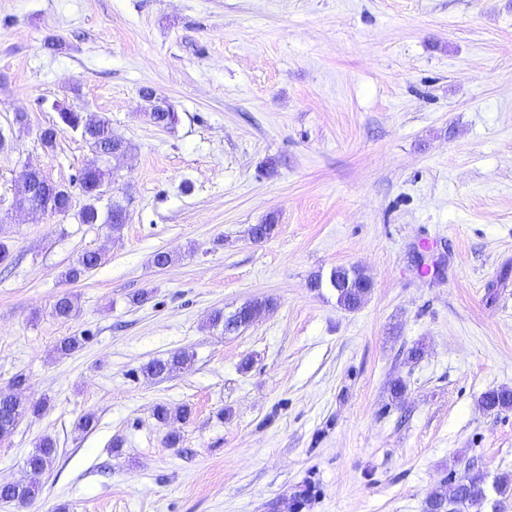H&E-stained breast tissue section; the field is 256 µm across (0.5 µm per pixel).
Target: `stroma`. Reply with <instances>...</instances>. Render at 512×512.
<instances>
[{
	"instance_id": "35a3bbf8",
	"label": "stroma",
	"mask_w": 512,
	"mask_h": 512,
	"mask_svg": "<svg viewBox=\"0 0 512 512\" xmlns=\"http://www.w3.org/2000/svg\"><path fill=\"white\" fill-rule=\"evenodd\" d=\"M61 106L131 145L100 201L120 230L77 219L95 154ZM0 137V391L21 374L45 405L0 440V483L40 495L0 512H424L455 478L512 477V409L480 404L512 388V0H0ZM27 164L72 214L13 210ZM339 266L372 281L357 310ZM255 298L273 309L210 326ZM184 348L188 369L142 373ZM329 284L335 291L336 303L346 310L359 308L371 289L368 278L344 267H336L331 271ZM481 405L488 411H498L512 408V389L501 387L485 392ZM56 442L50 437H44L38 448L35 449L26 459V466L34 473L46 470L56 456Z\"/></svg>"
}]
</instances>
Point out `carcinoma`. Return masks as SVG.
I'll use <instances>...</instances> for the list:
<instances>
[{"instance_id":"1","label":"carcinoma","mask_w":512,"mask_h":512,"mask_svg":"<svg viewBox=\"0 0 512 512\" xmlns=\"http://www.w3.org/2000/svg\"><path fill=\"white\" fill-rule=\"evenodd\" d=\"M62 121L72 130L80 132L81 136L90 144L92 150H100L104 144L105 136L111 134L109 121L103 116L83 114L81 112H63ZM24 171L30 182L37 186V191L31 199L35 207H44L47 202L53 205H63L68 201V190L62 185L50 184L40 180L41 171L33 165L24 166ZM106 173L98 165L92 164L84 168L79 181L85 187L87 203L78 214L82 224H108L118 229L125 223V207L118 202L112 203L106 211L98 207L100 195L98 187L103 184ZM102 256L97 251H86L76 264L69 269L67 277L77 280L91 269L101 264ZM329 284L336 294V303L346 309L355 310L363 302L369 291V280L363 274L344 267L334 268L329 276ZM271 307L266 300H256L248 303L245 311L236 312L228 317L218 311L211 318V326H221L226 332L237 331L256 319L260 314ZM55 316L62 320H69L77 316L78 304L76 299L64 294L59 297L53 306ZM191 355L186 351H177L166 359H156L143 366V371L154 375L164 376L179 371L187 366ZM481 405L488 411H498L512 408V389L501 387L485 392L481 398ZM43 410L40 405L24 406L13 393L0 392V438L12 433L20 420L28 413L38 415ZM154 416L160 423L167 424L172 420L185 421L189 419L190 410L186 407L171 409L159 405L154 410ZM56 456V442L50 438H43L38 448L26 459V466L34 473L46 470ZM498 499L489 501V492L484 478L480 475L466 476L460 480L459 490L450 496L448 492L437 490L431 493L425 502V512H486L487 504H492L493 512H499L502 503L512 498V479L506 476L498 478L493 486ZM39 493L38 487L32 484H6L0 486V498L18 501L22 504L31 503Z\"/></svg>"}]
</instances>
